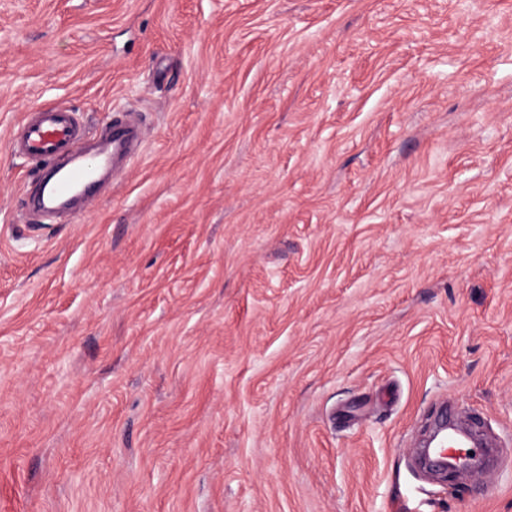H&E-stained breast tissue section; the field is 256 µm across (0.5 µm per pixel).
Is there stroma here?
I'll use <instances>...</instances> for the list:
<instances>
[{"label": "stroma", "mask_w": 512, "mask_h": 512, "mask_svg": "<svg viewBox=\"0 0 512 512\" xmlns=\"http://www.w3.org/2000/svg\"><path fill=\"white\" fill-rule=\"evenodd\" d=\"M59 104L143 132L74 221ZM0 512H512V0H0ZM139 126L131 120L114 118L106 144L93 152L75 149L79 140L76 111L67 106L29 112L13 151L38 166L40 189L32 194L38 213L53 214L69 206L75 198L87 204L95 200L100 175L112 168L116 157L124 155L137 137ZM61 158H68L61 163ZM472 443L473 439L470 436L448 427V437L440 438L436 443L437 448H431V452L436 457L452 459L454 456H464L461 448L469 447Z\"/></svg>", "instance_id": "1"}]
</instances>
